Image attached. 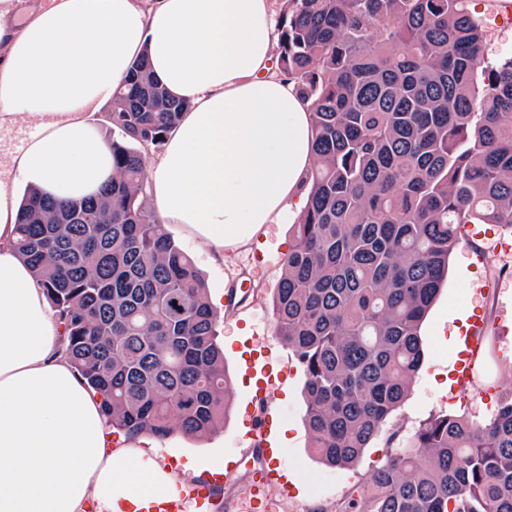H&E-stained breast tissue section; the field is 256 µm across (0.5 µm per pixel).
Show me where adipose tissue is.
I'll return each instance as SVG.
<instances>
[{
	"mask_svg": "<svg viewBox=\"0 0 512 512\" xmlns=\"http://www.w3.org/2000/svg\"><path fill=\"white\" fill-rule=\"evenodd\" d=\"M271 0H0V512H141L196 481L112 444L102 398L63 354V327L14 242L20 188L77 199L112 175L91 114L132 61L187 101L146 166L150 203L209 247L295 222L310 190L311 105L276 72Z\"/></svg>",
	"mask_w": 512,
	"mask_h": 512,
	"instance_id": "adipose-tissue-1",
	"label": "adipose tissue"
}]
</instances>
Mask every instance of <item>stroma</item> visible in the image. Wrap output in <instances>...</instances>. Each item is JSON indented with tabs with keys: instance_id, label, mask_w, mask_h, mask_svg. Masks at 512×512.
<instances>
[{
	"instance_id": "stroma-1",
	"label": "stroma",
	"mask_w": 512,
	"mask_h": 512,
	"mask_svg": "<svg viewBox=\"0 0 512 512\" xmlns=\"http://www.w3.org/2000/svg\"><path fill=\"white\" fill-rule=\"evenodd\" d=\"M170 234L193 258L209 294L223 293L235 281L244 283L247 292L242 305L225 314L218 324L225 367L233 383L232 408L222 428L201 441L177 432L162 441L149 438L147 457L212 466L236 462L237 470L218 489L221 500L232 503L231 512H253L248 470L239 464L249 455L248 445L240 436L253 367L263 368L272 380L268 411L274 424L284 426L286 432L281 437L272 436L270 445L277 450L275 461L280 471L294 484L292 496L279 498L274 512H326L340 506L361 491L372 471L386 462L391 451L403 448L430 415L464 413L482 422L491 416L497 401L512 397V370L496 358L502 351L512 356V253L498 249L503 231L496 225H473L468 237L460 240L450 258L445 285L421 328L425 363L412 392L349 468L327 466L311 452L304 425L303 372L276 335L272 299L293 243L292 226L268 225L250 248L225 250L219 262L212 261L209 252L200 250L178 228H171ZM472 310L485 320L484 341L496 352L485 358L472 381L441 393L438 385L445 380L451 356L450 318Z\"/></svg>"
}]
</instances>
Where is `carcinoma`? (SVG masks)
<instances>
[{
	"label": "carcinoma",
	"mask_w": 512,
	"mask_h": 512,
	"mask_svg": "<svg viewBox=\"0 0 512 512\" xmlns=\"http://www.w3.org/2000/svg\"><path fill=\"white\" fill-rule=\"evenodd\" d=\"M469 0H282L276 68L311 102L314 164L273 296L304 375L310 448L354 464L405 402L423 320L467 224L512 231V57ZM189 109L136 59L108 106L112 178L27 192L16 247L112 428L213 435L230 380L193 259L147 204V154ZM340 512H512V399L484 425L432 415Z\"/></svg>",
	"instance_id": "cac0c4a2"
}]
</instances>
